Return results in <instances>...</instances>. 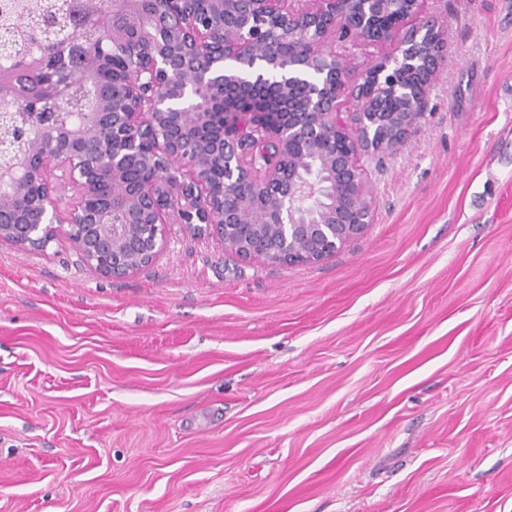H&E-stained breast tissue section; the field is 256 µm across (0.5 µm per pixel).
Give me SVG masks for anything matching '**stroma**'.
<instances>
[{"instance_id":"1","label":"stroma","mask_w":512,"mask_h":512,"mask_svg":"<svg viewBox=\"0 0 512 512\" xmlns=\"http://www.w3.org/2000/svg\"><path fill=\"white\" fill-rule=\"evenodd\" d=\"M420 16L444 55L325 260L0 242V512H512V0ZM392 48L335 46L356 82Z\"/></svg>"}]
</instances>
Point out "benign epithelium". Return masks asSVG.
<instances>
[{
    "mask_svg": "<svg viewBox=\"0 0 512 512\" xmlns=\"http://www.w3.org/2000/svg\"><path fill=\"white\" fill-rule=\"evenodd\" d=\"M402 0H128L126 16H95L91 0H66L61 13L42 18L43 33L73 55L86 50L85 31L107 33L112 48L127 44L128 19L142 16L137 39L145 51L127 78L100 100L98 111L67 119L54 110L32 113L42 137L31 139L9 112L0 113V157L23 162L0 169L17 184L0 204V241L20 250L45 248L65 237L81 260L105 278H122L151 264L162 250L165 224L180 222L217 240L245 260L311 265L362 234L371 205L362 189L359 155L398 145L417 113H383L361 83L350 80L333 44L382 42L418 11L420 0L392 14L377 34L378 14ZM428 20L408 27L378 62L376 85L414 62L413 48ZM288 46V76L300 80L315 63L324 69L304 112H286L259 97L225 104L221 122L198 108V88L226 100L228 83L253 68L259 45ZM62 63L47 53L25 54L0 75V94L17 99L47 94L45 76ZM353 106V129L340 121ZM391 126L396 138L379 139ZM318 160L316 178L299 179L288 164L294 144ZM76 190L67 215L56 200V172ZM353 187L338 211L328 195L336 184Z\"/></svg>",
    "mask_w": 512,
    "mask_h": 512,
    "instance_id": "7a95c632",
    "label": "benign epithelium"
}]
</instances>
